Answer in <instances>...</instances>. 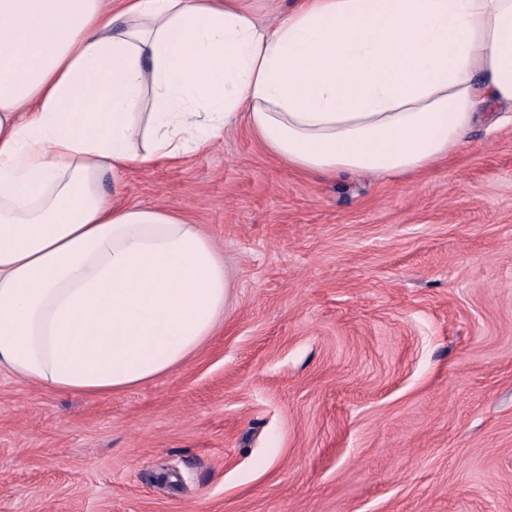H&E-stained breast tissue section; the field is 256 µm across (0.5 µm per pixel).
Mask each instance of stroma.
<instances>
[{
  "instance_id": "1",
  "label": "stroma",
  "mask_w": 512,
  "mask_h": 512,
  "mask_svg": "<svg viewBox=\"0 0 512 512\" xmlns=\"http://www.w3.org/2000/svg\"><path fill=\"white\" fill-rule=\"evenodd\" d=\"M235 288L183 366L100 397L0 371V512H512V125L317 178L246 124L128 168Z\"/></svg>"
}]
</instances>
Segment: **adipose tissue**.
I'll return each instance as SVG.
<instances>
[{
  "mask_svg": "<svg viewBox=\"0 0 512 512\" xmlns=\"http://www.w3.org/2000/svg\"><path fill=\"white\" fill-rule=\"evenodd\" d=\"M512 112V0H0V369L95 397L224 321L214 240L125 200L133 165L246 121L289 167L405 176ZM111 193H104V179Z\"/></svg>",
  "mask_w": 512,
  "mask_h": 512,
  "instance_id": "adipose-tissue-1",
  "label": "adipose tissue"
}]
</instances>
